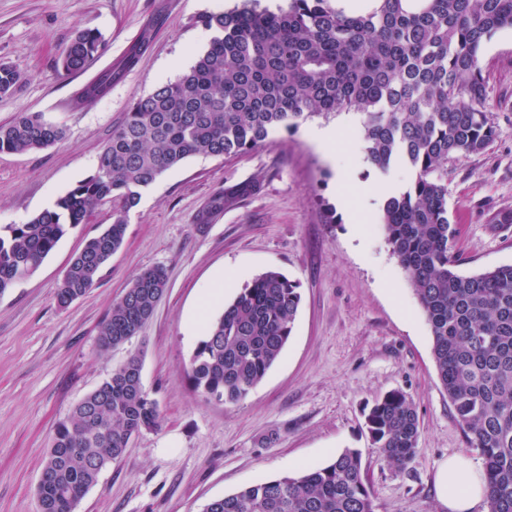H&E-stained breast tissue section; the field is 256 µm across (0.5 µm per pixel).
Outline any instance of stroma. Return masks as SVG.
Segmentation results:
<instances>
[{"label":"stroma","mask_w":512,"mask_h":512,"mask_svg":"<svg viewBox=\"0 0 512 512\" xmlns=\"http://www.w3.org/2000/svg\"><path fill=\"white\" fill-rule=\"evenodd\" d=\"M236 2L0 0V65L22 75L0 95V125L37 112L66 130L46 149L0 153V225L26 223L89 176L134 101L176 79L207 47L211 33L198 16ZM148 27L153 37L137 64L106 97L74 109L78 90L117 65ZM85 29L101 35L104 50L86 71L64 73L61 51ZM480 65L497 135L482 152L447 163L464 275L512 264V223L497 221L512 212V29L484 42ZM328 126L339 132L329 154L309 137ZM412 178L405 166L385 173L371 166L354 111L277 130L238 155L189 158L143 191L95 287L58 307L70 261L112 221L111 203L99 205L34 274L0 295V512H36L57 423L135 352L164 424L135 437L76 512H202L212 499L324 465L346 448L359 449L366 462L374 512H444L436 467L468 447L438 379L425 315L386 243L384 201L357 195L365 182L393 193ZM244 183L254 191L212 210L216 193ZM153 266L168 275L153 316L124 346L101 350L98 332L112 305ZM269 269L300 284L286 347L240 402L201 396L187 370L198 344L189 324L203 288L218 274L242 286ZM394 389L408 396L420 423L416 455L402 468L379 461L363 425L366 404Z\"/></svg>","instance_id":"obj_1"}]
</instances>
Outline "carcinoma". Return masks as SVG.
Instances as JSON below:
<instances>
[{
    "mask_svg": "<svg viewBox=\"0 0 512 512\" xmlns=\"http://www.w3.org/2000/svg\"><path fill=\"white\" fill-rule=\"evenodd\" d=\"M348 13L335 0H286L273 12L259 0L205 12L214 32L195 63L140 97L112 130L92 174L24 224L0 227V295L35 273L69 230L104 201L112 223L86 239L57 291L66 307L86 295L122 246L142 191L168 169L204 155L246 152L270 133L315 116L353 110L362 116L367 160L382 173L397 163L414 172L389 196L381 224L430 327L439 381L469 447L484 464L488 512H512V264L471 275L456 271L457 228L448 217V157L484 150L496 135L486 112L479 52L512 28V0H375ZM150 40L144 32L121 67L75 95L74 107L104 98ZM101 37L77 31L59 59L63 71L86 70ZM22 75L0 65V94ZM65 129L36 112L0 125V153L21 154L61 142ZM254 189L216 194L222 210ZM167 288L160 266L142 271L99 333L102 350L119 347L152 316ZM300 285L277 270L255 276L207 328L190 360L194 390L229 404L266 375L291 336ZM131 354L60 422L43 462L38 512H75L102 469L131 439L162 427L156 400ZM379 459L396 467L415 456L417 414L407 396L387 392L365 415ZM202 512H373L361 452L346 448L328 464L257 483L205 504Z\"/></svg>",
    "mask_w": 512,
    "mask_h": 512,
    "instance_id": "obj_1",
    "label": "carcinoma"
}]
</instances>
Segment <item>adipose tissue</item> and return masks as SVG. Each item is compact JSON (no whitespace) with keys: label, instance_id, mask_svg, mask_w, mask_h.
Instances as JSON below:
<instances>
[{"label":"adipose tissue","instance_id":"1","mask_svg":"<svg viewBox=\"0 0 512 512\" xmlns=\"http://www.w3.org/2000/svg\"><path fill=\"white\" fill-rule=\"evenodd\" d=\"M434 483L446 512H485L484 469L473 459L459 454L443 460L436 468Z\"/></svg>","mask_w":512,"mask_h":512}]
</instances>
